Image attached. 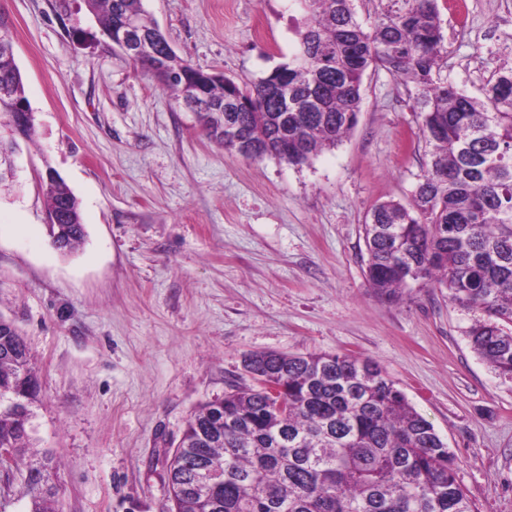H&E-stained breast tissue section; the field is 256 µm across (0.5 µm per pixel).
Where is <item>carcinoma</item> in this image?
I'll use <instances>...</instances> for the list:
<instances>
[{
  "instance_id": "obj_1",
  "label": "carcinoma",
  "mask_w": 512,
  "mask_h": 512,
  "mask_svg": "<svg viewBox=\"0 0 512 512\" xmlns=\"http://www.w3.org/2000/svg\"><path fill=\"white\" fill-rule=\"evenodd\" d=\"M304 15L290 61L241 87L212 79L203 96L184 83L192 64L160 48L135 64L187 103L197 99L208 138L245 159L274 156L309 164L337 147L358 122L363 78L381 69L402 83L428 147L412 201L377 204L363 227L366 279L395 299L421 272L422 286L481 317L470 346L499 377L512 380V69L480 96L448 80L438 0H387L370 21L354 0H292ZM101 30L127 15L145 21L142 0H86ZM279 98L268 96L272 87ZM29 103L15 55L0 51V90ZM233 121L251 151L225 130ZM49 210L71 195L48 183ZM73 223L49 228L52 243L75 248ZM245 372L264 385L236 386L188 419L169 464L168 512H473L447 446L387 373L350 354L247 356ZM40 386L23 336L0 318V447L23 465L28 512H49L56 465L30 452ZM223 472L204 494L197 471Z\"/></svg>"
}]
</instances>
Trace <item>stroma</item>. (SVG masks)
I'll use <instances>...</instances> for the list:
<instances>
[{"instance_id":"stroma-1","label":"stroma","mask_w":512,"mask_h":512,"mask_svg":"<svg viewBox=\"0 0 512 512\" xmlns=\"http://www.w3.org/2000/svg\"><path fill=\"white\" fill-rule=\"evenodd\" d=\"M439 0L448 77L478 93L512 68V0ZM175 52L237 83L287 63L289 0H143ZM35 135L0 187V317L41 385L35 446L59 463L55 512H166L167 467L202 404L249 383L245 356L376 361L434 427L475 512H512V382L472 350L448 292L377 296L363 225L409 204L427 157L406 88L367 70L358 123L296 167L209 139L196 113L113 48L84 0H0ZM86 235L48 230L47 172Z\"/></svg>"}]
</instances>
